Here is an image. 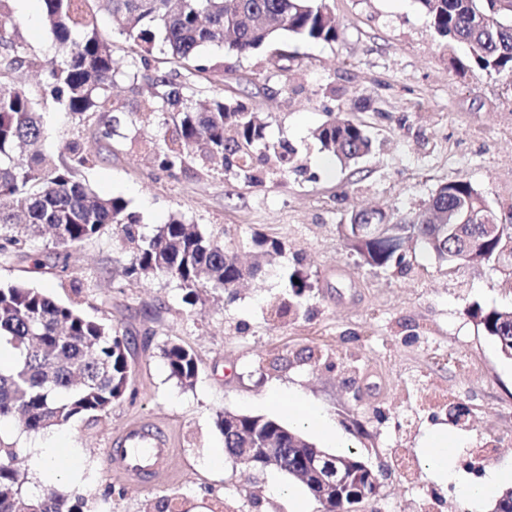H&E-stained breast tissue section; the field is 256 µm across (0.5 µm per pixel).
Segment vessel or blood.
Listing matches in <instances>:
<instances>
[{
	"label": "vessel or blood",
	"instance_id": "b4317fda",
	"mask_svg": "<svg viewBox=\"0 0 512 512\" xmlns=\"http://www.w3.org/2000/svg\"><path fill=\"white\" fill-rule=\"evenodd\" d=\"M172 452L171 439L159 425L135 423L114 438L107 468L121 478H143L164 471Z\"/></svg>",
	"mask_w": 512,
	"mask_h": 512
}]
</instances>
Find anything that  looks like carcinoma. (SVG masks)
I'll return each mask as SVG.
<instances>
[{"label": "carcinoma", "mask_w": 512, "mask_h": 512, "mask_svg": "<svg viewBox=\"0 0 512 512\" xmlns=\"http://www.w3.org/2000/svg\"><path fill=\"white\" fill-rule=\"evenodd\" d=\"M43 21L51 32L60 60L44 61L28 46L6 39L0 32V261L27 259L25 238L52 231L56 259L63 250L97 235L106 224H121L135 243L128 273L166 277L197 301L209 289L234 288L246 276L275 265L284 252L277 239L252 238L253 262L245 267L239 247L207 235L179 219L137 240L127 204L120 197L105 198L80 180L94 157L77 142L55 160L42 151L44 127L39 99L12 78L20 69L45 73L44 92L65 111L83 122L94 114L123 111L112 97L119 75L132 80L149 69L157 42L160 53L177 69L154 79L155 92L143 100L142 110L158 111L162 124L173 125L172 137L157 152L166 171L190 163H221L244 181H259L254 155L272 159L273 172L288 177L294 149L267 138V123L257 112L226 97L187 106L184 89L190 79L218 69L201 63L204 44H227L239 55L248 54L286 33L300 40L334 42L340 33L326 0H101L122 21L129 58L118 59L112 41L97 29L91 0H42ZM436 33L447 43L463 47L464 57L451 64L485 73H512V0H418ZM183 81H178V78ZM323 151L347 164L367 154L371 141L360 124L331 118L316 130ZM495 214L486 196L470 182L442 184L420 212L394 219L383 209L354 213L341 225L347 247L369 269H383L402 260V248L416 240L440 263H487L512 271V224H487ZM358 224H387L383 233L358 237ZM299 283H294V280ZM289 292L266 303L270 318L297 311L310 287L295 270L287 274ZM485 333L512 358V308L474 311ZM8 347L15 360L0 365V422L12 421L27 433L63 426L75 419L92 422L109 411L129 391L132 366L127 341L112 326L83 315L75 306L55 301L43 289L23 283L0 284V348ZM169 375L191 388L198 376L194 353L180 345L163 348ZM216 415L215 426L224 447L241 448L246 440L264 447L273 439L278 448H311L300 432L264 416ZM348 461L346 487L336 497L335 512H349L353 496L365 487L359 457ZM21 449L0 446V512H85L84 498L69 503L53 490L32 496Z\"/></svg>", "instance_id": "carcinoma-1"}]
</instances>
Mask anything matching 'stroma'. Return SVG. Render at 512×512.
<instances>
[{"label":"stroma","instance_id":"1","mask_svg":"<svg viewBox=\"0 0 512 512\" xmlns=\"http://www.w3.org/2000/svg\"><path fill=\"white\" fill-rule=\"evenodd\" d=\"M340 24L338 41L282 37L240 56L227 48L198 50L223 76L195 80L192 100L224 96L267 115V136L295 150L287 178L260 164L262 180L243 183L222 168L190 164L161 170L155 154L167 133L146 122L141 102L147 77H117L123 104L111 138L98 136L100 116L78 122L51 98L41 99L43 150L63 153L79 142L96 155L83 177L100 195L120 197L148 237L177 218L236 242L257 235L281 241L275 267L232 291L205 293L197 304L162 276L128 275L134 246L115 225L70 248L58 264L50 237L28 241V261L0 262V284L46 289L128 340L136 395L115 402L97 422L77 420L51 430L56 446L74 453L79 486L30 475L31 494L52 487L88 501L91 512H146L162 495L178 512H290L274 483L295 486L278 470L254 471L207 459L223 452L217 413L261 415L287 423L266 404L272 387L299 386L352 439L353 452L385 476L361 512H470L455 484L420 473L407 482L394 451L421 455V439L443 428L460 448L450 461L460 479H481L490 464L512 460V360L471 317L474 307L512 306V281L489 264L439 266L422 247L406 264L371 270L340 233L353 211L384 207L419 211L441 184L465 180L481 190L500 222L512 221V73L452 67L461 46L444 44L417 0H326ZM8 38L43 60L58 52L42 20L40 0H13ZM363 125L370 154L342 164L322 151L314 131L329 117ZM308 275L311 287L294 317L270 320L264 306L281 294L282 270ZM192 350L199 364L193 387L169 376L162 350ZM467 416L454 421L456 407ZM135 422H157L171 435L169 465L156 477L110 475L113 438ZM494 443L492 462L480 448Z\"/></svg>","mask_w":512,"mask_h":512}]
</instances>
